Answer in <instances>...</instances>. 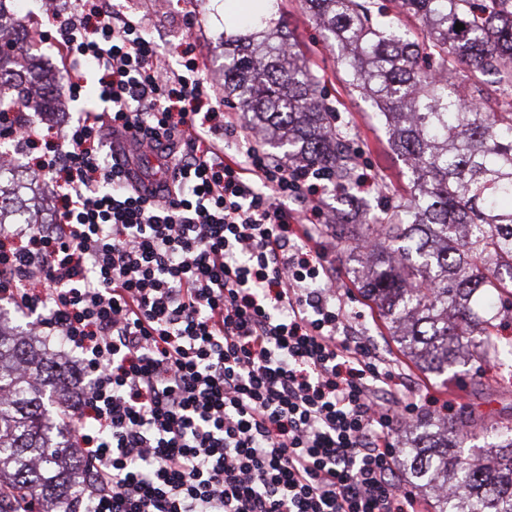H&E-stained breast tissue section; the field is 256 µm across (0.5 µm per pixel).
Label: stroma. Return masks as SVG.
<instances>
[{"label": "stroma", "instance_id": "35a3bbf8", "mask_svg": "<svg viewBox=\"0 0 512 512\" xmlns=\"http://www.w3.org/2000/svg\"><path fill=\"white\" fill-rule=\"evenodd\" d=\"M125 7L129 15L144 21L150 38L169 48L163 65L176 68L184 59L199 55L209 61L211 79L223 83L224 32L230 27L224 18V0H183L177 10L171 8L170 0H127ZM273 10L275 18L286 21L296 51L323 77L328 96L338 108V122L348 127L362 155L361 174L370 179L384 175L397 193H405L410 176L405 160L391 150L388 130L371 104L341 81L335 54L300 0H275ZM332 258L348 317L346 335L366 342L380 359L390 362L401 388L416 389L418 400L425 403L422 417L439 418L443 404L453 413L474 411L481 420L471 428L468 446L493 444L490 426L512 421V360H486L487 349L481 345L471 349L467 362L455 364L447 377L427 372L402 353L378 307L361 294L362 272L356 257L334 246Z\"/></svg>", "mask_w": 512, "mask_h": 512}]
</instances>
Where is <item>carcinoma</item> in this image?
<instances>
[{"instance_id": "1", "label": "carcinoma", "mask_w": 512, "mask_h": 512, "mask_svg": "<svg viewBox=\"0 0 512 512\" xmlns=\"http://www.w3.org/2000/svg\"><path fill=\"white\" fill-rule=\"evenodd\" d=\"M336 53L342 80L385 121L393 152L407 161L409 190L393 200L378 184L371 224H338L340 245L363 252L360 290L403 348L426 370L448 373L476 346L496 357L494 321L512 316V0H302ZM464 28L455 30L456 23ZM258 7L244 33L224 43V97L268 134L290 163L318 167L354 210L360 167L350 133L306 59ZM0 50V92L39 98L16 78L23 40ZM65 366L50 346L0 324V512L34 491L41 512H58L72 483L64 433L44 398L62 395ZM473 416L459 412L403 449L435 512H512V423L491 426L497 444L464 454Z\"/></svg>"}]
</instances>
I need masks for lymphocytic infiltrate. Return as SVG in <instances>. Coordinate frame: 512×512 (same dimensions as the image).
Instances as JSON below:
<instances>
[{
	"instance_id": "obj_1",
	"label": "lymphocytic infiltrate",
	"mask_w": 512,
	"mask_h": 512,
	"mask_svg": "<svg viewBox=\"0 0 512 512\" xmlns=\"http://www.w3.org/2000/svg\"><path fill=\"white\" fill-rule=\"evenodd\" d=\"M49 22L100 105L0 129L43 147L54 194L50 223L0 224V302L75 364L62 512H424L394 438L419 406L341 335L320 211L295 207L320 170L249 135L226 155L202 59L161 67L142 20L73 0Z\"/></svg>"
}]
</instances>
